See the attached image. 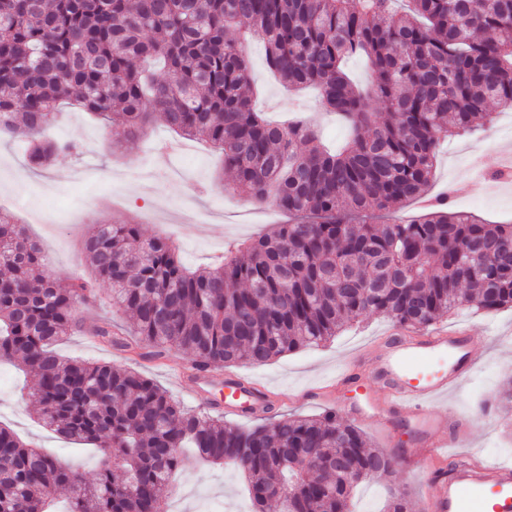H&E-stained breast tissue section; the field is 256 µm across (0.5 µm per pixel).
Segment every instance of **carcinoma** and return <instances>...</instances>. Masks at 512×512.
<instances>
[{
  "mask_svg": "<svg viewBox=\"0 0 512 512\" xmlns=\"http://www.w3.org/2000/svg\"><path fill=\"white\" fill-rule=\"evenodd\" d=\"M393 2L0 0V132L34 144L32 165L77 151L42 140L71 100L128 139L160 121L210 142L233 176L224 190L289 217L197 270L136 224L96 225L89 265L133 319L129 333L95 328L101 343L157 359L189 352L200 372L318 345L359 317L426 327L464 301L487 313L512 307V224H484L446 197L388 222L429 186L441 139L487 121L492 101L512 108V0H408L402 14ZM249 36L283 84L316 87L346 123L340 151L305 122L253 110ZM357 55L372 72L365 89L343 69ZM0 271V359L33 379L45 427L100 454L87 483L0 426V512H46L66 486L67 512H164L187 448L236 465L256 512L282 506L262 496L268 489L292 492L288 512H349L359 484L393 473V459L332 412L243 430L185 410L133 369L60 358L53 346L77 329L74 304L97 294L84 279L58 283L3 213Z\"/></svg>",
  "mask_w": 512,
  "mask_h": 512,
  "instance_id": "cac0c4a2",
  "label": "carcinoma"
}]
</instances>
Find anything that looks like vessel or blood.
Instances as JSON below:
<instances>
[{
    "mask_svg": "<svg viewBox=\"0 0 512 512\" xmlns=\"http://www.w3.org/2000/svg\"><path fill=\"white\" fill-rule=\"evenodd\" d=\"M370 375L379 391L366 392L350 409L355 418L375 423L386 408L403 414L417 434L411 451L414 461L427 463L441 448L465 441V424L435 411L445 398L468 380L476 369L471 337L466 327L437 328L424 336L384 338L369 357ZM360 361H353L336 376L337 383L360 384ZM262 392L248 376L224 378V398L236 403V412L249 414L262 406ZM423 512H512V464L481 461L469 455L454 457L448 467L431 471L422 503Z\"/></svg>",
    "mask_w": 512,
    "mask_h": 512,
    "instance_id": "obj_1",
    "label": "vessel or blood"
}]
</instances>
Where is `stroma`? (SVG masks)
I'll return each instance as SVG.
<instances>
[{"label":"stroma","instance_id":"1","mask_svg":"<svg viewBox=\"0 0 512 512\" xmlns=\"http://www.w3.org/2000/svg\"><path fill=\"white\" fill-rule=\"evenodd\" d=\"M255 107L275 121L295 117L313 125L327 142L341 146L348 129L320 106L315 91L291 92L268 69L263 44L246 46ZM47 138L74 141L79 153L57 155L50 166L30 165L23 142L0 134V211H9L47 255L56 280L90 278L84 241L93 225L132 222L145 236L173 240L183 261L192 267L223 258L239 237L272 233L287 217L273 204L254 205L246 197L227 193L219 186L222 157L199 140H182L157 123L133 142L123 139L110 122L68 106L61 107ZM512 144V110L497 109L491 123L470 134L442 143L429 193L448 194L453 209L477 215L490 224L512 223V197L486 189V169L499 147ZM467 326L479 361L471 379L448 397L455 415L469 419L470 438L465 448L473 457L512 463V401L502 391L512 384V308L486 314L460 303L439 327ZM392 322L372 317L345 325L333 339L303 347L264 364L246 361L232 372L250 376L263 387L276 414L297 416L335 412L352 423L349 408L357 395L352 388L336 387L325 393L336 374L358 354L375 347L379 337L397 332ZM57 351L67 358L98 362L123 361L165 388L182 407L198 402L179 386L186 376L189 354L178 352L170 360L154 361L130 355L120 359L95 337L75 335ZM32 383L13 362L0 363V425L56 456L91 480L98 459L92 449L73 443L41 426ZM371 443L397 459L392 476L384 482L363 485L352 501L353 512H381L389 495L404 496L408 512H420L424 471L407 456L416 435L401 420L390 427L362 424ZM245 479L233 468H199L187 459L165 496L166 512H249Z\"/></svg>","mask_w":512,"mask_h":512}]
</instances>
